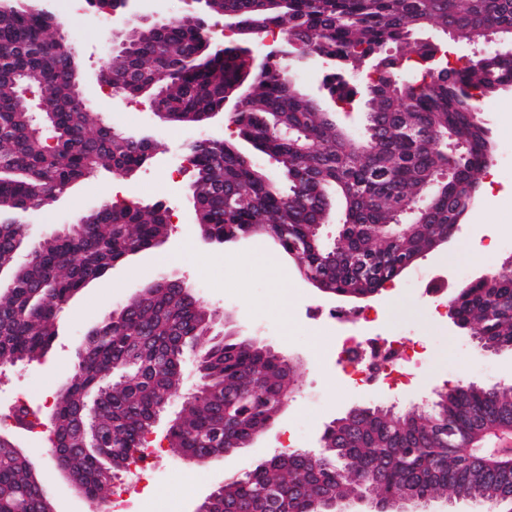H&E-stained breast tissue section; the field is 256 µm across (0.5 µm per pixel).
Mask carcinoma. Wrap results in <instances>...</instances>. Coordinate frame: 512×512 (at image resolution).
Listing matches in <instances>:
<instances>
[{
	"label": "carcinoma",
	"instance_id": "1",
	"mask_svg": "<svg viewBox=\"0 0 512 512\" xmlns=\"http://www.w3.org/2000/svg\"><path fill=\"white\" fill-rule=\"evenodd\" d=\"M203 2L205 15L238 28L282 29L291 50L307 49L327 64L323 85L336 104L358 94L367 112L362 136H351L319 100L280 78L296 60L254 61L233 41L211 40L204 15L194 12L117 46L107 60L109 84L125 98L160 92L158 106L173 126L204 125L251 83L233 122L256 154L226 139L187 145L195 224L218 248L257 232L276 238L281 252L300 254L306 271L333 289L381 290L397 278L403 256L424 253L476 201L478 174L494 155L483 99L512 87V59L494 52L453 65L422 35L439 29L471 43L494 31L508 40L512 0ZM57 26L15 4L0 6V215L44 209L101 170L130 176L156 150L78 102L79 66L61 49ZM24 85L43 90L38 119ZM38 124L46 131L36 132ZM259 154L275 161L280 181L261 168ZM336 208L342 245L330 255L314 229ZM399 221L409 225L399 246L365 231ZM168 226L167 207L140 202L109 203L33 245L21 225L0 221V268L9 278L0 290V361L44 358L64 305L118 262L156 246ZM127 306L87 331L75 374L56 391L49 414L55 462L94 503L104 493V469L132 461L164 395L179 391L187 348L200 347L208 394L169 420V447L185 453L214 452L217 434L223 449L238 450L275 421L277 396L296 385L295 364L280 353L229 333L207 336L212 312L164 276L143 287L134 312ZM455 312L479 345L512 344V269L462 289ZM511 425L512 388L455 385L437 392L430 409L402 416L365 407L328 424L319 453L274 455L230 478L210 496L208 512H355L364 502L410 512L407 496L423 507L438 497L493 500L498 512H512V469L467 452L484 432ZM36 480L33 462L0 430V512H55Z\"/></svg>",
	"mask_w": 512,
	"mask_h": 512
}]
</instances>
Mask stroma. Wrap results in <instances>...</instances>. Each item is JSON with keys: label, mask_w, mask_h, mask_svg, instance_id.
I'll list each match as a JSON object with an SVG mask.
<instances>
[{"label": "stroma", "mask_w": 512, "mask_h": 512, "mask_svg": "<svg viewBox=\"0 0 512 512\" xmlns=\"http://www.w3.org/2000/svg\"><path fill=\"white\" fill-rule=\"evenodd\" d=\"M105 14V9L76 0L71 22L61 28L76 50L84 96L102 112L106 123L143 132L160 149L133 176L117 179L99 172L73 184L51 209L23 213L19 221L35 241L51 229L76 223L102 201L134 199L168 208L169 235L164 243L129 257L105 278L74 295L58 315L59 335L44 359L16 365L0 362V413H7L20 399L37 418H44L57 388L74 371L87 329L138 289L167 274L181 278L203 305L216 311V332L257 340L294 359L298 380L295 394L273 428L252 447L220 459L199 463L174 456L165 439L167 422L159 420L148 436L160 450L151 477L128 468L119 478L165 501L172 512H197L225 478L253 470L262 459L285 449L319 451L325 427L352 408L381 405L403 414L427 407L436 391L446 387L512 383V354L481 351L472 332L456 331L444 310L466 280L512 256V251L500 246L501 241L512 240V155L505 152L512 145V88L499 90L482 104L495 153L479 182L491 184V191L480 192L447 247L428 253L387 283L369 307L372 320L365 325L367 332L382 339L397 329L408 338L426 339L425 365L408 384L369 391L343 377L341 335L329 314L334 300L308 286L294 262L270 239L255 236L244 247L226 250L199 244L200 231L187 199L192 172L180 169L179 164L187 143L208 135L231 138L235 127L213 121L202 128L174 127L158 121L144 98L112 101L97 80L108 56L106 33L101 28ZM323 76L324 68L318 62L293 72L304 93L320 99L326 110L335 111L349 133L360 134L364 104L336 109L323 90ZM433 297L441 302V310L430 308ZM285 310L293 317L294 327H287L282 318ZM10 430L51 487L55 512H90L89 503L57 470L47 450L45 426L32 430L14 424Z\"/></svg>", "instance_id": "obj_1"}]
</instances>
